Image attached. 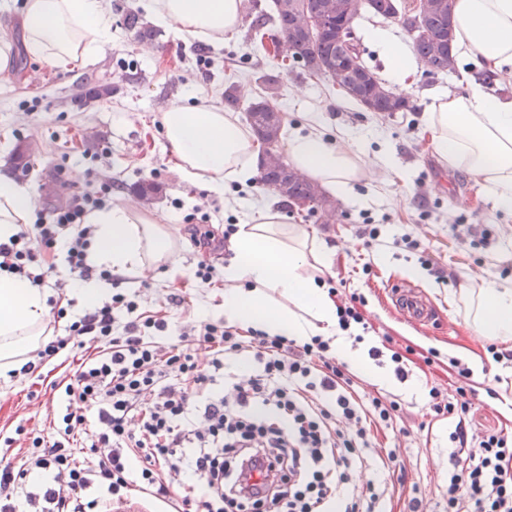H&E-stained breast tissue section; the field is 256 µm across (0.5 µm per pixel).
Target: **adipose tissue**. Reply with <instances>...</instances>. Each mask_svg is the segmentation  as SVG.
Returning a JSON list of instances; mask_svg holds the SVG:
<instances>
[{"instance_id": "obj_1", "label": "adipose tissue", "mask_w": 512, "mask_h": 512, "mask_svg": "<svg viewBox=\"0 0 512 512\" xmlns=\"http://www.w3.org/2000/svg\"><path fill=\"white\" fill-rule=\"evenodd\" d=\"M156 23L178 24L181 32L209 43L223 41L241 20L242 0H154ZM27 52L50 65L95 61L112 42L109 0H25L20 11ZM389 63L387 78L405 88L418 66L412 48L390 27L367 32ZM454 47L494 81L512 79V0H455ZM166 141L179 172L223 191L230 182L247 183L258 158L253 139L235 116L220 109L191 112L175 106L164 112ZM425 123L434 148L449 168H462L512 213V99L467 81L463 92L438 93ZM289 163L331 194L352 202L354 181L365 174L354 151L329 143L319 132L292 135ZM31 190L0 174V242L32 223ZM93 227L89 259L125 274L145 263L173 260L176 242L167 225L143 218L121 205L89 212ZM232 257L224 267V317L237 326L271 336L330 339L335 350L348 346L336 317V304L323 283L331 249L310 238L303 225L286 223L280 212L264 209L253 223L240 225L230 238ZM280 296L286 307L275 306ZM477 331L491 330L512 342V289L464 291ZM48 294L26 280L0 276V371L21 368L28 352L48 333Z\"/></svg>"}]
</instances>
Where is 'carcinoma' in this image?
Masks as SVG:
<instances>
[{
  "instance_id": "carcinoma-1",
  "label": "carcinoma",
  "mask_w": 512,
  "mask_h": 512,
  "mask_svg": "<svg viewBox=\"0 0 512 512\" xmlns=\"http://www.w3.org/2000/svg\"><path fill=\"white\" fill-rule=\"evenodd\" d=\"M332 0H273V13L261 14L252 21L255 31L268 33L270 46L267 52L277 49L280 43L292 36L296 22L306 17L315 22L317 30L314 34L296 40L293 49L288 53V61L297 64L313 77H321L320 71L313 66L321 62L333 69L331 79L341 86L351 88L360 86L358 97L369 103L373 112H394L404 107L413 110L406 98L399 100L396 94L386 87L385 83L364 62L359 46L346 48L328 30L326 16ZM346 6L342 17L348 24L363 11H368L384 20H394L400 14L398 0H337ZM439 6L429 10L422 17V31L412 36L413 48L418 60L431 75H445L456 71V57L448 35V18L452 11L453 0H437ZM127 30L134 33L142 43L155 39L156 32L145 25L139 15L128 13L123 19ZM224 99L228 107L243 109L246 121L252 129L257 141L265 144L271 139H279L283 124L282 112L266 99L251 100L246 107H241L240 96L234 87L225 91ZM289 163L276 157L266 164L260 165L258 183L273 190L279 196L290 201H301L306 206L307 214L314 216L320 213L323 204L328 202L315 183L304 176L288 177L286 169Z\"/></svg>"
}]
</instances>
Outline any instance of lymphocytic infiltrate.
I'll use <instances>...</instances> for the list:
<instances>
[{
    "instance_id": "obj_1",
    "label": "lymphocytic infiltrate",
    "mask_w": 512,
    "mask_h": 512,
    "mask_svg": "<svg viewBox=\"0 0 512 512\" xmlns=\"http://www.w3.org/2000/svg\"><path fill=\"white\" fill-rule=\"evenodd\" d=\"M100 182L55 205L48 217L0 243V274L40 287L47 272L42 254L55 247L61 229L74 231L66 261L72 277L111 280L110 270L86 263L92 235L85 214L110 199ZM135 301H109L72 321L62 336L32 352L22 374L35 372L64 351L97 344L72 378L55 384L66 402L53 439L34 436L24 459L0 458V512H16L23 494L33 512H96L100 503L123 501L131 487L173 512H376L384 485L359 486L355 475L369 459L402 474L395 451L378 452L373 425L391 426L401 403L361 395L345 363L330 356L321 337L296 344L259 330L240 335L233 327L200 321L191 341L159 346L165 318L141 317ZM129 313L117 325L118 311ZM251 360L245 377L228 376L224 392L208 394L230 356ZM452 396L430 389L428 407L456 422L449 457L448 512H512V436L487 430L471 434L469 370L457 366ZM95 423H88L86 410ZM351 430H343L341 421ZM82 437L86 455L76 460L71 443ZM51 470V483L27 487L34 470Z\"/></svg>"
}]
</instances>
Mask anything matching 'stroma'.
<instances>
[{
    "instance_id": "35a3bbf8",
    "label": "stroma",
    "mask_w": 512,
    "mask_h": 512,
    "mask_svg": "<svg viewBox=\"0 0 512 512\" xmlns=\"http://www.w3.org/2000/svg\"><path fill=\"white\" fill-rule=\"evenodd\" d=\"M22 4L10 0V10H0V35L11 38L17 48L10 74L0 76V171L31 187L37 210L46 212L66 196L85 191L84 172L90 168L99 180L111 182L113 203L169 225L176 236V265H149L127 276L123 288L140 313L166 318L176 332H189L204 318L223 320L224 264L230 256L226 249L211 253L212 281L197 286L193 272L200 254L189 239L184 216L199 207L212 225L244 224L251 207L278 208L282 202L255 180L244 186L229 183L218 194L200 181L181 177L162 126L169 107L201 111L223 106L224 89L234 83L247 99L265 98L282 111L280 147H287L294 134L317 130L334 145L353 147L365 164L375 167L370 179L354 184L355 205L341 204L340 223L325 224L291 210L286 216L332 248L333 279L344 280L347 289L366 298L370 328L353 342V350L367 355L388 336L397 347L423 354L439 351L438 362L410 366L402 380L390 358L380 357L371 366L384 373L387 384L364 376L358 382L361 390L394 395L406 407L403 430L378 436L380 446L395 449L405 467L404 483L391 489L385 512H401L404 501L414 497L421 501V512H442L454 424L429 416L425 404L431 387L452 391L449 359H481V374L470 377L476 392L474 421L480 427L512 431V343L503 346L506 358L493 361L486 351L493 338L474 330L460 295L464 288L512 286V214L497 210L465 170L448 167L423 123L432 93L459 90V75L417 70L409 89L415 111H367L331 82L309 77L298 67L282 68L253 43L251 22L272 12V0H242L241 23L221 43L202 42L167 24L159 26L152 50L143 49L122 21L129 10L151 21L153 0H111V45L95 63L61 70L23 49ZM86 78L111 85V94L71 103ZM22 144L36 147L25 166L17 153ZM388 153L396 168H378V158ZM144 186L150 189L145 200L139 193ZM373 227L386 247L366 246L364 232ZM405 235L410 246H392V239ZM410 265L424 267L425 279L407 280L404 270ZM405 280L435 307L431 323H408L396 311L390 286ZM173 294L182 297L181 305L170 304ZM88 354V348H75L68 363L54 360L35 375L0 377V439L13 435L19 425L51 436L59 406L51 383L69 374L70 360ZM492 383L498 386L494 399L485 393Z\"/></svg>"
}]
</instances>
